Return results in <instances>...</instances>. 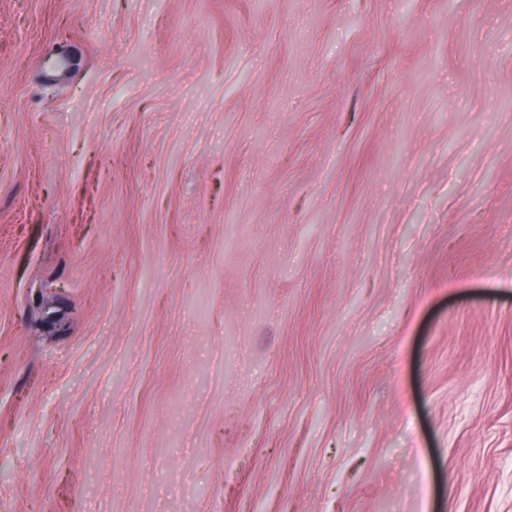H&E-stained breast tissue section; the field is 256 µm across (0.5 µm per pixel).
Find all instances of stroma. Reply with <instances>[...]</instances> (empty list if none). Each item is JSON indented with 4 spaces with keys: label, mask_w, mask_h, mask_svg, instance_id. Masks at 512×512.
Returning a JSON list of instances; mask_svg holds the SVG:
<instances>
[{
    "label": "stroma",
    "mask_w": 512,
    "mask_h": 512,
    "mask_svg": "<svg viewBox=\"0 0 512 512\" xmlns=\"http://www.w3.org/2000/svg\"><path fill=\"white\" fill-rule=\"evenodd\" d=\"M0 512H512V0H0Z\"/></svg>",
    "instance_id": "1"
}]
</instances>
